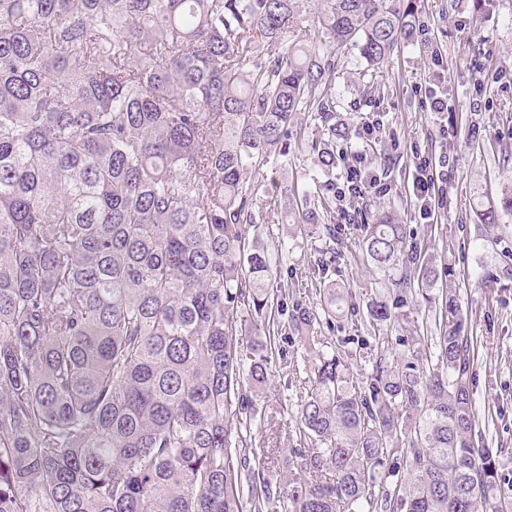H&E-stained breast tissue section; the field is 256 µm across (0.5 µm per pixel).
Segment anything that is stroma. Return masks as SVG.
I'll return each mask as SVG.
<instances>
[{"label": "stroma", "instance_id": "35a3bbf8", "mask_svg": "<svg viewBox=\"0 0 512 512\" xmlns=\"http://www.w3.org/2000/svg\"><path fill=\"white\" fill-rule=\"evenodd\" d=\"M415 23L425 33L397 44L379 73L359 63L352 51L336 58V92L344 101L336 109L339 124L356 129L379 120L374 143L377 158L386 159L385 197L367 198L369 218L390 212L424 236L438 280L426 295H413L394 326L382 336L412 335L434 313L443 295L456 292L464 332L476 337L469 391L486 445L496 459L497 494L512 512V0H418ZM440 50L442 66L431 62ZM434 85L448 109L431 111L415 88ZM299 139L288 142L287 157L270 160L256 178L261 200H277L283 221L247 226V237L268 245L289 287H301L300 302L316 305L310 277L324 250L323 224H306L296 206L301 197L317 201L328 184L340 182L344 165L321 172L312 145L324 137L321 123L301 113ZM434 161L448 160L452 177L442 186L443 203L433 218L422 219L410 201L413 153ZM498 221L484 223V210ZM364 235L359 224L338 235L328 280L353 294L355 315H341L320 326L318 336L336 347L354 375L369 370L350 339L356 324L368 316L372 300H392L393 287L362 257ZM271 357L270 385L257 398V410L280 411L278 445H293L297 402L309 386V356L294 332L277 340Z\"/></svg>", "mask_w": 512, "mask_h": 512}]
</instances>
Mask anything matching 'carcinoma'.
Returning a JSON list of instances; mask_svg holds the SVG:
<instances>
[{"mask_svg":"<svg viewBox=\"0 0 512 512\" xmlns=\"http://www.w3.org/2000/svg\"><path fill=\"white\" fill-rule=\"evenodd\" d=\"M415 0H323L312 23L373 70ZM303 0H0V512H478L496 486L456 295L437 336L376 350L359 381L312 335L354 309L293 304L313 347L295 447L252 437L282 334L248 179L299 112L336 164L334 54ZM396 294L436 280L418 232L365 224ZM373 303L369 327L398 320ZM247 321L238 323L239 315ZM252 338H240L238 326ZM301 476L274 482L280 467Z\"/></svg>","mask_w":512,"mask_h":512,"instance_id":"cac0c4a2","label":"carcinoma"}]
</instances>
